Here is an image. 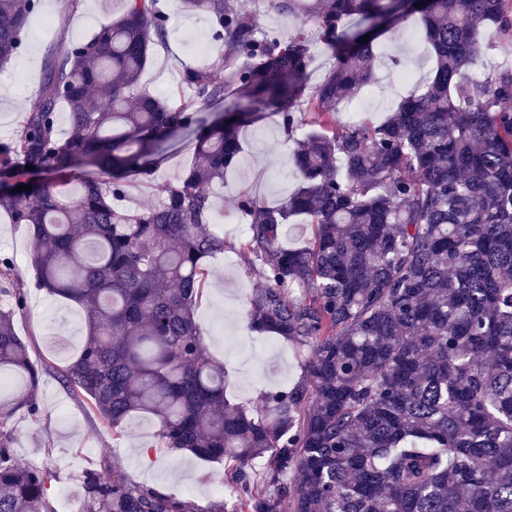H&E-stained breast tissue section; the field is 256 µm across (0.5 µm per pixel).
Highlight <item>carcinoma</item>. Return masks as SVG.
I'll return each mask as SVG.
<instances>
[{
    "label": "carcinoma",
    "mask_w": 512,
    "mask_h": 512,
    "mask_svg": "<svg viewBox=\"0 0 512 512\" xmlns=\"http://www.w3.org/2000/svg\"><path fill=\"white\" fill-rule=\"evenodd\" d=\"M124 2L90 39L49 50L19 129L0 142V175L30 165L42 180L16 193L0 184V213L28 227L35 286L83 311L63 386L116 433L142 415L170 453L227 463L233 501L201 509L113 477L105 458L82 474L78 512H512V68L469 74L491 48L486 31L512 37V0H274L304 13L333 58L304 101L302 31H266L229 0H184L226 52L185 69L191 94L177 105L141 84L165 13L157 0ZM39 9L0 0L1 67ZM404 18L422 24L433 76L379 124L337 123ZM229 94L236 107L199 119ZM262 112L295 141L299 183L277 208L233 200L251 217L242 253L264 280L249 329L303 361L293 387L250 406L225 397L195 312L205 261L225 247L213 186ZM180 134L194 164L156 205L118 207ZM297 216L312 237L286 247ZM27 299L0 260V512H56L53 473L13 452L14 418L37 415L54 370L15 330Z\"/></svg>",
    "instance_id": "cac0c4a2"
}]
</instances>
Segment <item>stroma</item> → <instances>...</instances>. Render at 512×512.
I'll return each mask as SVG.
<instances>
[{"instance_id": "obj_1", "label": "stroma", "mask_w": 512, "mask_h": 512, "mask_svg": "<svg viewBox=\"0 0 512 512\" xmlns=\"http://www.w3.org/2000/svg\"><path fill=\"white\" fill-rule=\"evenodd\" d=\"M159 6L169 20L168 36L155 47L143 82L176 103L182 96V70L203 62L192 45L210 40L212 22L203 13L187 10L183 0H159ZM109 7L120 10L121 0H82L75 11L68 10L64 0H41L23 52L0 70V142L10 139L19 126L48 46L63 38L89 37ZM432 68L431 49L416 22H404L384 40L375 79L360 93L367 101L365 117L384 120L403 96L431 77ZM192 161L187 144L176 146L149 177L127 189L124 207L135 210L156 203ZM297 182L292 143L279 117L266 116L245 131L240 161L213 197L215 213L224 216L218 229L226 248L207 264V288L196 307V320L209 350L224 364L226 394L235 402L255 403L264 393L291 387L302 367L300 356L286 343L247 327L251 295L264 281L240 254L247 222L230 199L248 191L273 206L293 192ZM29 241L25 225L0 217V258L12 261L14 276L31 287L26 307L14 316L15 328L29 342L33 361L44 359L60 367L81 347L83 317L72 302L33 288ZM39 402L36 417L16 418L14 450L22 464L55 471L50 493L56 512H77L79 475L105 458L112 460L115 476L127 482L188 498L203 508L218 500L214 486L224 478L223 464L188 453L171 456L157 447L150 421L133 420L120 435H112L52 373L41 378Z\"/></svg>"}]
</instances>
